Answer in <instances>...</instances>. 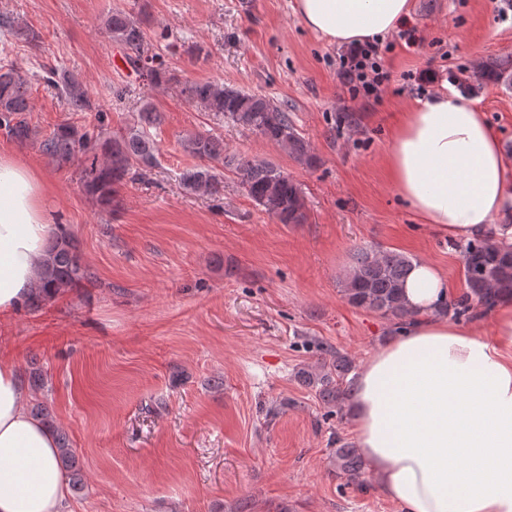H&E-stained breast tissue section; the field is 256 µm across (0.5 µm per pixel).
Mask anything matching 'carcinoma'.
I'll return each mask as SVG.
<instances>
[{"label":"carcinoma","mask_w":512,"mask_h":512,"mask_svg":"<svg viewBox=\"0 0 512 512\" xmlns=\"http://www.w3.org/2000/svg\"><path fill=\"white\" fill-rule=\"evenodd\" d=\"M113 41L127 50L128 63L145 73L154 85L179 82L176 74L164 65L161 54L147 42L142 22L126 12H115L104 22ZM49 83L59 90L70 112L91 110L87 91L67 72L54 69ZM487 83L512 88V55L492 57L469 72L461 86L475 94ZM183 92L207 112H219L224 120L281 147L296 162L312 167L316 156L295 128L288 107L266 98L217 82H191ZM31 111L28 78L13 65L0 67V128L16 141L26 143L35 131L25 117ZM96 127L80 130L69 122L61 123L39 142L41 153L59 166L83 157L81 180L87 192L104 208H112L117 188L138 181L156 167L159 148L148 130L159 125L161 114L148 103L138 111L137 124L124 132H111L103 116L95 117ZM185 151L205 164L181 174L183 188L190 193L219 197L224 191V174L206 164L223 158L224 143L213 136L195 133L183 139ZM224 164L232 166L239 186L255 203L281 224H304L306 203L301 187L279 166L249 156H234ZM463 276L466 291L445 303L448 315L461 318L473 311V305L487 313L502 294L512 293V253L501 252L493 235L468 242L463 250ZM412 260L395 252L357 250L350 276L343 292L348 301L382 315L396 331L413 324L416 315L406 305L402 284ZM96 281L95 273L83 260L74 239L67 233L56 235L44 249L38 264L35 292L30 302L37 303L66 288H80ZM351 370L347 356L336 353L331 359L303 369L301 377L314 388L321 402L336 411L348 395L343 379ZM34 414L56 432L57 464L70 476L72 488H83L81 465L69 438L55 424L49 407L38 403ZM339 469L350 475L360 474L363 463L356 449L342 444L336 449Z\"/></svg>","instance_id":"cac0c4a2"}]
</instances>
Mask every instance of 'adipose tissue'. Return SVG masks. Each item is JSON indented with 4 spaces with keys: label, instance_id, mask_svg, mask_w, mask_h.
I'll return each mask as SVG.
<instances>
[{
    "label": "adipose tissue",
    "instance_id": "1",
    "mask_svg": "<svg viewBox=\"0 0 512 512\" xmlns=\"http://www.w3.org/2000/svg\"><path fill=\"white\" fill-rule=\"evenodd\" d=\"M329 42L382 38L409 0H296ZM400 197L449 242L493 233L512 247V157L477 106L447 87L414 100L386 151ZM40 172L0 155V315L30 297L46 241L58 234ZM447 277L418 258L403 282L416 323L381 346L350 387L357 448L399 512H512V298L475 333L439 314ZM55 434L28 408L17 368L0 364V512H66Z\"/></svg>",
    "mask_w": 512,
    "mask_h": 512
}]
</instances>
